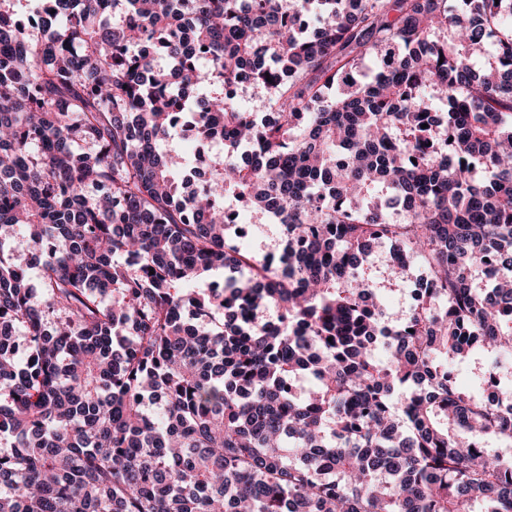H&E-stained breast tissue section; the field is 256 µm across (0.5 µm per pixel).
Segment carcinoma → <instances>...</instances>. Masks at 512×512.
<instances>
[{
	"instance_id": "carcinoma-1",
	"label": "carcinoma",
	"mask_w": 512,
	"mask_h": 512,
	"mask_svg": "<svg viewBox=\"0 0 512 512\" xmlns=\"http://www.w3.org/2000/svg\"><path fill=\"white\" fill-rule=\"evenodd\" d=\"M65 2L0 0V512H512V0ZM177 126L223 135L191 190ZM383 246L429 280L390 331ZM251 217L248 213L244 218L248 221H253L254 224H265V219L259 214L250 212ZM267 225L265 229L256 235L250 234L247 237L240 238L238 246L245 251H249L257 256H262L269 252H274L280 249V240L277 237L272 226Z\"/></svg>"
}]
</instances>
